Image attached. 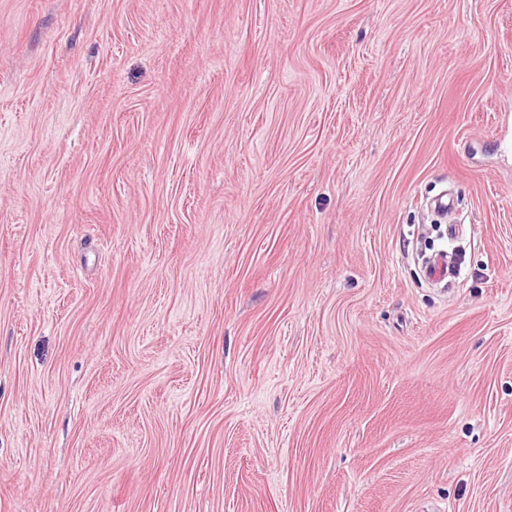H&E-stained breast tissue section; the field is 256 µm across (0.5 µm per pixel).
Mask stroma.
I'll return each instance as SVG.
<instances>
[{"label": "stroma", "instance_id": "stroma-1", "mask_svg": "<svg viewBox=\"0 0 512 512\" xmlns=\"http://www.w3.org/2000/svg\"><path fill=\"white\" fill-rule=\"evenodd\" d=\"M0 512H512V0H0Z\"/></svg>", "mask_w": 512, "mask_h": 512}]
</instances>
